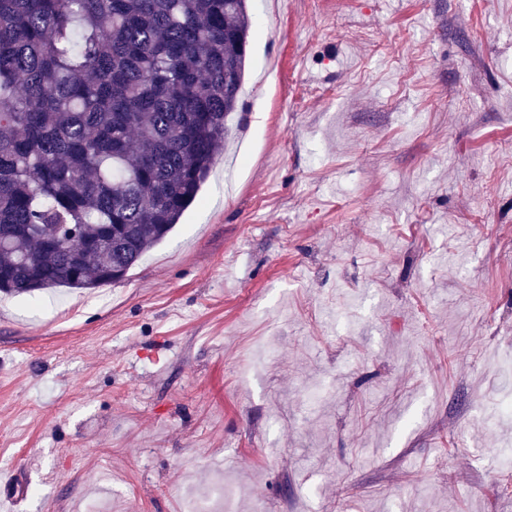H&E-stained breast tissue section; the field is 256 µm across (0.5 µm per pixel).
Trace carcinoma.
Masks as SVG:
<instances>
[{
	"instance_id": "carcinoma-1",
	"label": "carcinoma",
	"mask_w": 512,
	"mask_h": 512,
	"mask_svg": "<svg viewBox=\"0 0 512 512\" xmlns=\"http://www.w3.org/2000/svg\"><path fill=\"white\" fill-rule=\"evenodd\" d=\"M247 0H0V292L117 283L238 109Z\"/></svg>"
}]
</instances>
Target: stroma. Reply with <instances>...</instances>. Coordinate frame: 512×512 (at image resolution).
I'll use <instances>...</instances> for the list:
<instances>
[{
  "label": "stroma",
  "mask_w": 512,
  "mask_h": 512,
  "mask_svg": "<svg viewBox=\"0 0 512 512\" xmlns=\"http://www.w3.org/2000/svg\"><path fill=\"white\" fill-rule=\"evenodd\" d=\"M263 10L166 239L0 297L11 512H512V0Z\"/></svg>",
  "instance_id": "stroma-1"
}]
</instances>
